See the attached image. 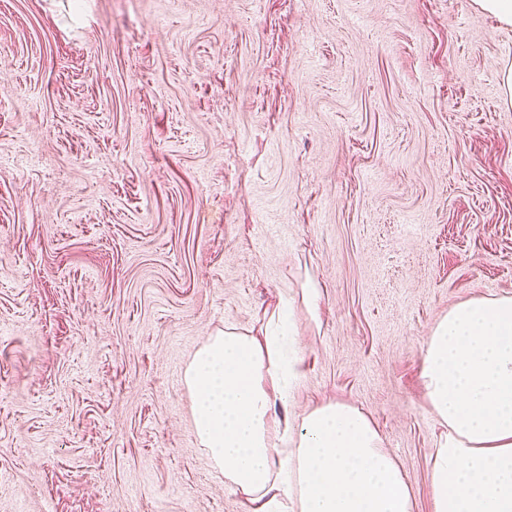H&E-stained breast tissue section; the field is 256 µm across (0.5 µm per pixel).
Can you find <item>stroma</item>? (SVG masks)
<instances>
[{
  "label": "stroma",
  "mask_w": 512,
  "mask_h": 512,
  "mask_svg": "<svg viewBox=\"0 0 512 512\" xmlns=\"http://www.w3.org/2000/svg\"><path fill=\"white\" fill-rule=\"evenodd\" d=\"M512 26L474 0H0V512H245L184 371L297 307L293 416L433 512L422 350L512 297Z\"/></svg>",
  "instance_id": "stroma-1"
}]
</instances>
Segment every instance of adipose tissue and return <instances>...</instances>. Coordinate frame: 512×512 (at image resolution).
Returning a JSON list of instances; mask_svg holds the SVG:
<instances>
[{"instance_id":"adipose-tissue-1","label":"adipose tissue","mask_w":512,"mask_h":512,"mask_svg":"<svg viewBox=\"0 0 512 512\" xmlns=\"http://www.w3.org/2000/svg\"><path fill=\"white\" fill-rule=\"evenodd\" d=\"M282 299L260 335L210 337L184 374L193 425L247 512H414L402 468L374 420L329 402L278 420L302 374ZM442 429L431 455L434 512H512V297H475L428 336L421 366Z\"/></svg>"}]
</instances>
